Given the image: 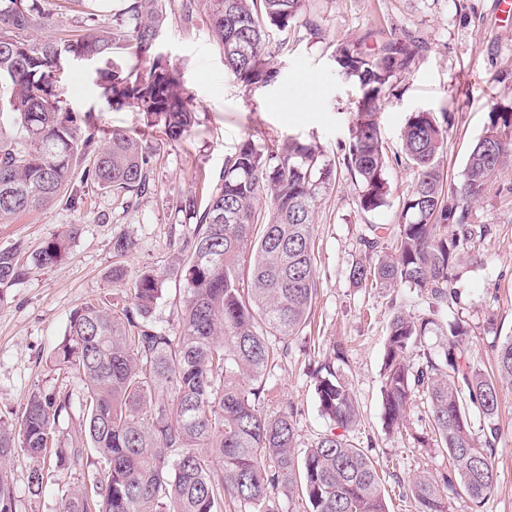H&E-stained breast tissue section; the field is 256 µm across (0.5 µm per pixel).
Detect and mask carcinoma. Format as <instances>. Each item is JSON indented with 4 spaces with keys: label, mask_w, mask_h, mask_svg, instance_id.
<instances>
[{
    "label": "carcinoma",
    "mask_w": 512,
    "mask_h": 512,
    "mask_svg": "<svg viewBox=\"0 0 512 512\" xmlns=\"http://www.w3.org/2000/svg\"><path fill=\"white\" fill-rule=\"evenodd\" d=\"M212 37L224 68L246 86L277 76L271 36L279 46L302 26L313 38L320 28L302 20L305 0H204ZM166 0H123L121 23L94 29L61 45L33 43L25 33L58 19L40 0H0V76L11 77L10 112L0 109V220L63 201L74 168L81 181L129 202L146 188L151 153L125 132L114 130L99 145L90 118L78 122L57 106L53 68L62 53L110 60L122 48L134 58L128 70L107 68L104 90L113 104H131L148 124L172 141L193 126L178 70L151 56L166 19ZM422 51L410 33L369 29L336 44L340 72L359 78L356 129L341 165L359 186L356 205L366 213L391 195L385 154L376 122L394 81L410 74ZM17 136L3 133V118ZM448 128L431 112L409 115L401 155L415 170L412 189L400 202L398 227L371 224L361 238L367 255L352 263L357 288H413L428 309L394 313L383 356V417L388 428L404 424L413 397L425 399L430 433L421 442L448 456L450 473L436 480L422 472L407 490L418 512H446L447 491L481 504L497 486L495 444L500 435V392L512 387V335L495 346L494 366L484 371L466 358L468 328L441 325L438 311L456 303L454 271L490 234L471 221L501 168L512 162V112H492L473 146L462 179L447 181L440 166ZM338 168L321 149L291 139L262 149L245 142L224 161V171L204 209L195 196L181 208L196 220L183 247L187 297L176 329L157 327L153 310L162 292L147 270L125 303H86L72 311L67 331L50 357L58 371L83 383L84 438L65 442L56 434L71 394L59 389L33 393L16 422H0V461L21 451L33 466L28 488L38 497L45 485L40 460L56 457L64 469L83 468L98 456L90 484L65 494L63 512H280L276 495L296 491L309 512H387L381 478L365 451L343 434L327 433L301 450L293 414L264 411L266 373L285 341L301 335L317 294L314 214L319 195L336 183ZM79 233L72 224L34 254L41 266L66 255ZM23 275L18 249H0L1 288ZM444 336V355L415 365L408 350L432 328ZM316 394L322 412L338 428L355 425L359 410L347 384L327 366ZM482 423L473 433L471 419ZM0 512H15L10 484L0 477Z\"/></svg>",
    "instance_id": "1"
}]
</instances>
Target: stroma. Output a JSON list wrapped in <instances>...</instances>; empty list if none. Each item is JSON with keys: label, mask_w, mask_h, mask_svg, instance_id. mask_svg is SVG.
<instances>
[{"label": "stroma", "mask_w": 512, "mask_h": 512, "mask_svg": "<svg viewBox=\"0 0 512 512\" xmlns=\"http://www.w3.org/2000/svg\"><path fill=\"white\" fill-rule=\"evenodd\" d=\"M44 6L59 20L51 38L67 40L95 25L112 27L121 3L99 0L93 21L73 0H45ZM312 16L321 28L320 38L297 31L287 50L274 54L277 80L246 87L225 72L201 0H169L168 19L153 52L178 70L195 116L189 132L178 141L147 126L134 107H112L99 81V62L62 55L55 71L61 107L80 117L92 116L100 131L119 129L142 137L153 156L149 188L121 205L111 192L76 178L72 184L82 195L80 208L56 202L0 221V249H20L24 264L21 279L0 292V421L16 419L33 392L64 385L74 406L70 415L60 418L57 431L64 440L79 437L82 383L78 376L59 374L49 364L72 310L89 302L124 300L133 278L151 270L162 279L153 320L174 330L187 291L176 255L195 230L180 206L182 197L206 201L225 158L246 141L263 147L273 139H297L317 144L325 160L338 161L342 146L353 136L362 89L356 78L337 71L336 43L357 39L371 28L406 31L422 42L424 50L415 69L387 93L376 116L381 140L392 157L387 169L392 195L380 210L361 212L356 205L358 186L347 174L320 195L317 297L302 334L289 341L287 355L267 371L274 395L266 410L292 412L300 448L310 447L329 431L330 421L319 409L313 370L332 360L334 345L343 343L347 360L341 373L359 408V420L346 436L375 462L389 512H417L402 482L422 471L442 477L448 460L420 441L428 427L424 400H414L405 430L386 428L382 362L392 313L418 312L426 299L406 287L392 293L357 288L348 273L369 225L397 226L400 201L410 190L414 173L393 157L401 151L410 113L425 110L447 116L441 165L453 182L461 179L490 112L512 109V10L504 0H312ZM472 216L476 223L490 225L492 232L480 248V262L460 266L458 301L439 312L438 320L465 321L470 361L486 369L494 363L495 345L512 335V166L497 174L473 204ZM71 224L80 230L67 255L54 266L38 265L33 253ZM122 234L133 240L134 248L118 257L112 240ZM118 264L125 266L128 281L113 282L112 269ZM499 425L496 489L479 509L467 497L449 495L447 512H512V390L501 395ZM30 468V460L20 452L0 462L13 487L17 512H63L65 492L87 484L91 477L87 471L57 473L41 497L33 499L27 488Z\"/></svg>", "instance_id": "35a3bbf8"}]
</instances>
